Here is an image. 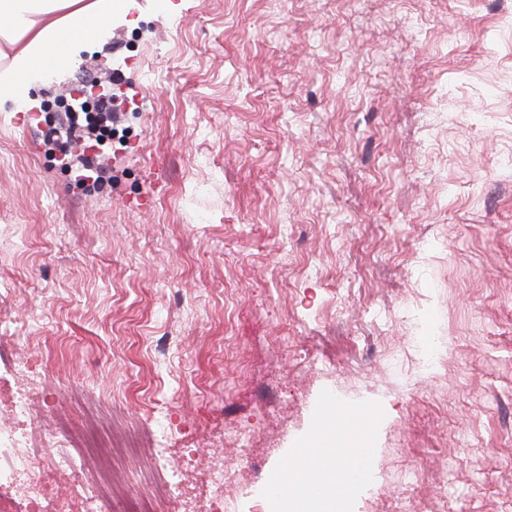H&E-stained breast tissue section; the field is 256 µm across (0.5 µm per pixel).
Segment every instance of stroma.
I'll return each instance as SVG.
<instances>
[{"instance_id": "stroma-1", "label": "stroma", "mask_w": 512, "mask_h": 512, "mask_svg": "<svg viewBox=\"0 0 512 512\" xmlns=\"http://www.w3.org/2000/svg\"><path fill=\"white\" fill-rule=\"evenodd\" d=\"M91 52L0 107V363L68 416L166 449L226 512L301 440L371 435L334 512H512V0H134ZM119 71L109 179L76 193L46 140L64 93ZM148 205H141V198ZM442 343L433 374L418 342ZM374 418L336 425L321 402ZM224 510V464L214 470L211 478L210 495L204 507L197 512H222Z\"/></svg>"}]
</instances>
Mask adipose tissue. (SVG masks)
<instances>
[{"label": "adipose tissue", "mask_w": 512, "mask_h": 512, "mask_svg": "<svg viewBox=\"0 0 512 512\" xmlns=\"http://www.w3.org/2000/svg\"><path fill=\"white\" fill-rule=\"evenodd\" d=\"M131 0H0V105L31 108L29 92L91 51Z\"/></svg>", "instance_id": "adipose-tissue-1"}]
</instances>
